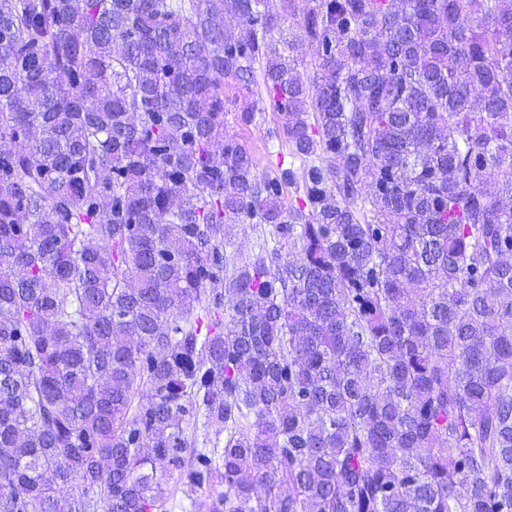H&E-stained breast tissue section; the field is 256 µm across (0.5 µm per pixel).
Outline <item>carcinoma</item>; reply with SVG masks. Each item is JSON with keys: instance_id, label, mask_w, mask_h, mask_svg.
<instances>
[{"instance_id": "1", "label": "carcinoma", "mask_w": 512, "mask_h": 512, "mask_svg": "<svg viewBox=\"0 0 512 512\" xmlns=\"http://www.w3.org/2000/svg\"><path fill=\"white\" fill-rule=\"evenodd\" d=\"M294 15L0 0V512H512V0ZM237 86L231 79L224 81V99L228 112L225 117L227 129L252 152L260 171L268 169L271 162H276L279 152L286 156L288 167V143L285 142L282 132L281 135L272 136V131L278 129L280 121L275 113L266 108L265 102L259 104L265 111L256 112L254 120L249 125H240L235 120V113L238 111V105L234 104L238 95ZM162 482V486L167 489L169 495L174 494V496H171L166 504V512H182L178 507L174 506V508H171V503H173V505H178V503L182 501L185 505H187L190 502V499L193 497L198 501V503L204 505L209 503L207 494L202 493L201 490L197 491L196 493L189 492L191 497H188V494L184 493V490H186L187 487L184 485V481L181 479L179 472H174L172 474L166 473Z\"/></svg>"}]
</instances>
